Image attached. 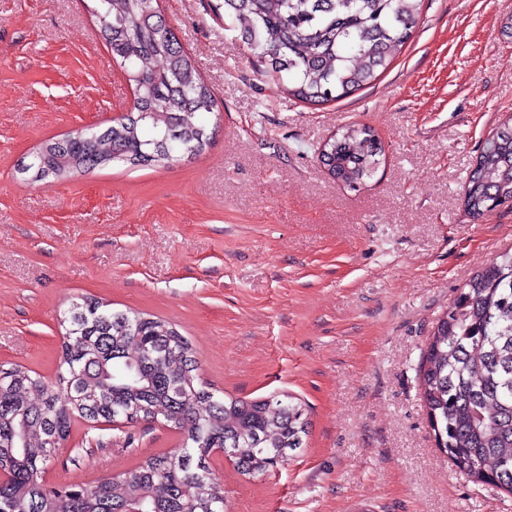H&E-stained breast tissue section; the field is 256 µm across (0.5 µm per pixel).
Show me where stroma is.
Masks as SVG:
<instances>
[{
    "label": "stroma",
    "mask_w": 512,
    "mask_h": 512,
    "mask_svg": "<svg viewBox=\"0 0 512 512\" xmlns=\"http://www.w3.org/2000/svg\"><path fill=\"white\" fill-rule=\"evenodd\" d=\"M219 2L158 0L214 95L203 151L44 184L21 162L111 126L135 88L98 36L96 0H0V367L54 381L60 318L91 297L175 327L197 385L306 408V445L274 472L213 453L227 512H512V494L438 450L417 379L460 288L512 251V202L479 219L463 204L512 115V0H421L387 70L323 105L262 77ZM351 124L384 146L354 190L318 157ZM178 443L160 420L77 419L42 478L90 483Z\"/></svg>",
    "instance_id": "stroma-1"
}]
</instances>
